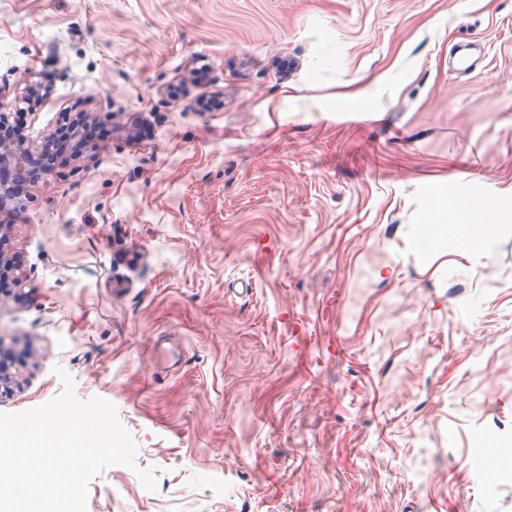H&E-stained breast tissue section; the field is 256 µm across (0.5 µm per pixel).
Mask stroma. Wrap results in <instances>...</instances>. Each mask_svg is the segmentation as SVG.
I'll return each mask as SVG.
<instances>
[{
  "instance_id": "obj_1",
  "label": "stroma",
  "mask_w": 512,
  "mask_h": 512,
  "mask_svg": "<svg viewBox=\"0 0 512 512\" xmlns=\"http://www.w3.org/2000/svg\"><path fill=\"white\" fill-rule=\"evenodd\" d=\"M0 112L98 133L0 270V412L67 371L157 470L88 512H512V0H0Z\"/></svg>"
}]
</instances>
